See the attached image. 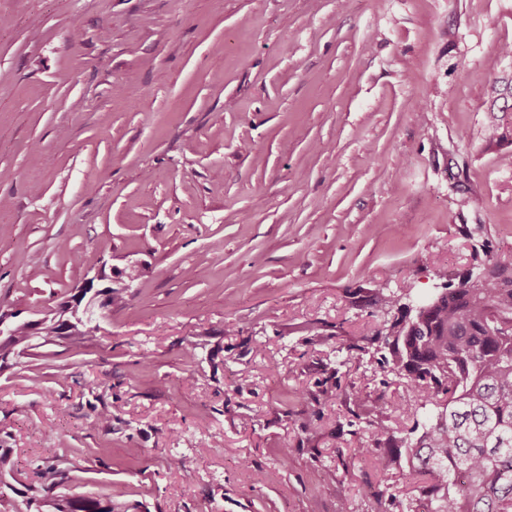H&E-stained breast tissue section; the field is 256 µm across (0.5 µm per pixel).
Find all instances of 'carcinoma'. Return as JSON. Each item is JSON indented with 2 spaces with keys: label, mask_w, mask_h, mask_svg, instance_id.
Here are the masks:
<instances>
[{
  "label": "carcinoma",
  "mask_w": 512,
  "mask_h": 512,
  "mask_svg": "<svg viewBox=\"0 0 512 512\" xmlns=\"http://www.w3.org/2000/svg\"><path fill=\"white\" fill-rule=\"evenodd\" d=\"M483 280L461 278L428 303L401 311L377 328L371 342L383 375L404 380L422 408L436 407L403 434L371 419L370 395L351 387L357 418H365L367 447L376 470L419 489L409 512H512V263H491ZM49 311L43 330L91 342L99 330L98 294L82 288ZM0 367L35 335L30 321L0 311ZM406 456V465L400 464ZM40 489L22 491L0 481V512H114L112 500L70 495L62 462L39 468Z\"/></svg>",
  "instance_id": "carcinoma-1"
}]
</instances>
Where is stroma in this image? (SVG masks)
Segmentation results:
<instances>
[{
	"label": "stroma",
	"instance_id": "obj_1",
	"mask_svg": "<svg viewBox=\"0 0 512 512\" xmlns=\"http://www.w3.org/2000/svg\"><path fill=\"white\" fill-rule=\"evenodd\" d=\"M507 46L512 0H0V308L140 272L96 341L0 369L14 477L61 457L121 512H376L349 391L403 387L353 345L373 284L512 262Z\"/></svg>",
	"mask_w": 512,
	"mask_h": 512
}]
</instances>
